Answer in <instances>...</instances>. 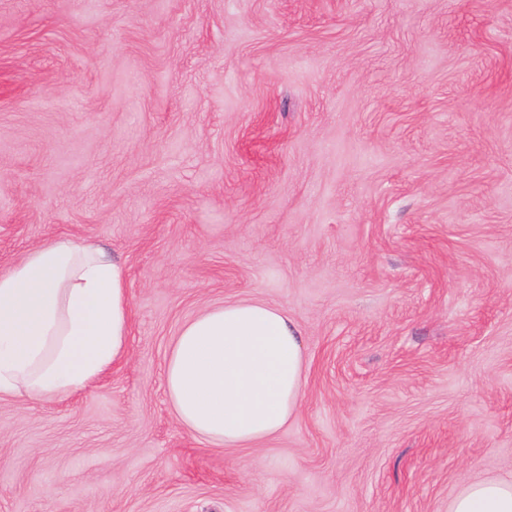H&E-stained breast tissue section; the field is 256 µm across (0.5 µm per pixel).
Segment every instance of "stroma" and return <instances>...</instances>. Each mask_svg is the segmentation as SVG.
I'll return each mask as SVG.
<instances>
[{
    "label": "stroma",
    "instance_id": "35a3bbf8",
    "mask_svg": "<svg viewBox=\"0 0 512 512\" xmlns=\"http://www.w3.org/2000/svg\"><path fill=\"white\" fill-rule=\"evenodd\" d=\"M124 264L126 359L0 398V512H450L512 481V0H0V273ZM283 308L304 395L176 419L182 324Z\"/></svg>",
    "mask_w": 512,
    "mask_h": 512
}]
</instances>
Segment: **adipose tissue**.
Instances as JSON below:
<instances>
[{"mask_svg": "<svg viewBox=\"0 0 512 512\" xmlns=\"http://www.w3.org/2000/svg\"><path fill=\"white\" fill-rule=\"evenodd\" d=\"M124 265L71 240L28 251L0 273V397L43 400L97 381L128 351ZM302 335L287 311L240 300L181 327L165 384L181 425L241 448L277 435L303 396ZM450 512H512V481L467 483Z\"/></svg>", "mask_w": 512, "mask_h": 512, "instance_id": "obj_1", "label": "adipose tissue"}]
</instances>
